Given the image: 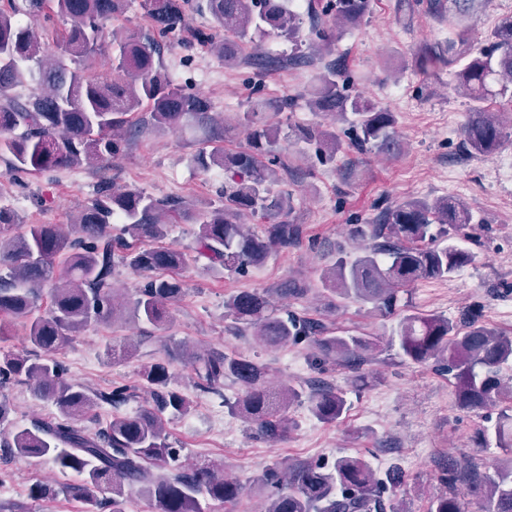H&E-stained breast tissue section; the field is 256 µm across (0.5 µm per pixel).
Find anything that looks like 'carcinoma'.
Instances as JSON below:
<instances>
[{"label": "carcinoma", "instance_id": "cac0c4a2", "mask_svg": "<svg viewBox=\"0 0 512 512\" xmlns=\"http://www.w3.org/2000/svg\"><path fill=\"white\" fill-rule=\"evenodd\" d=\"M7 2L8 7H0V152L10 155L15 167L41 173L92 162L106 166L122 152L124 130L133 116L145 108L159 128H174L187 115L202 123L209 120L210 101L174 84L163 69L164 38L182 30L188 0H141L156 34L136 28L120 37L112 33L118 53L112 55L106 75L86 74L85 63L106 48L101 21L125 13L129 0H22L21 6L16 0ZM368 5L369 0H325L318 8L309 0L303 14L294 8V0H206L224 40L215 41L202 30L192 32V37L234 60L260 36L297 44L305 16L313 24L330 16L341 28L354 26ZM54 13L66 17L70 27L54 43L41 42L35 24L49 23ZM20 15L28 21L18 19ZM492 38L490 46L479 47L468 28L458 23L446 43L427 48L431 58L460 65L454 72L455 89L476 102L462 128L463 145L481 155L495 150L503 138V128L482 103L492 95L490 81L506 78L512 83V16L500 22ZM249 63L295 67L305 58L267 56ZM340 75V68L332 66L318 78L309 107L348 124L350 144L359 152L394 155L400 147L394 115L360 94L347 93L337 80ZM32 82L37 88L20 92ZM252 94L250 109L242 116L248 126L256 113L280 112L295 102L264 98L258 89ZM302 136L316 151H325V160H335L336 148L328 146L335 136L317 127L304 129ZM197 163L203 169H224V205L201 214L197 250L209 261V270L244 274L262 264L273 246L286 248L295 242L297 227L275 220L266 197L283 165L278 130L256 127L248 148L201 151ZM182 208L179 200L154 198L135 189L116 193L104 183L71 224H29L24 232L7 236L16 222L8 209L0 207V316L28 315L41 289L50 287L48 311L28 326L32 349L0 359V387L27 382L37 398L57 408L55 415L30 427L1 430L0 438L14 455L48 457L61 473L79 477L66 486V494L83 501L86 512H124L123 498L134 488L147 498L151 512H204L200 497L230 503L243 492L242 485L224 476L223 468L213 462L176 465L180 449L167 442L163 414L183 415L190 402L169 386L164 363H153L141 372V379L152 387V404L133 414L115 415L96 432L86 433L75 422L101 402L125 401L128 388L117 386L91 395L66 378V369L55 358L77 333L93 322L115 318L123 309L112 288L115 264L140 275L175 271L185 264L179 251L164 246L137 250L122 237L112 238V220L126 224L136 240L159 238L163 218L180 214ZM244 214H259L273 224L263 236L249 232L239 223ZM470 223L468 207L453 197L408 200L386 208L375 223L355 227V235L370 243L352 260L336 259L324 274L329 291L392 315L399 294L415 282L445 279L471 263L469 252L439 244ZM182 292V281L173 276L151 277L129 305V315L137 322L161 326ZM225 308L234 319L255 327L264 346L314 338L320 365H360L375 346L369 336L335 335L295 314L276 316L266 294L257 289L230 297ZM397 340L406 359L431 362L451 375L460 409L512 403V382L502 375L503 366L512 365V336L480 324L475 313L459 324L441 316L405 315ZM190 363L195 386L201 390H213L226 381L236 384L240 394L229 404L230 411L271 441L291 432L290 409L304 399L322 423H336L348 410L346 392L329 385L307 394L290 382L270 388L268 369L245 356L203 352L191 356ZM494 436L502 455L492 469L448 460L440 475L447 491L432 499L429 512H466L467 495L475 498L478 512H512V415L500 413ZM256 483L268 502L264 512H403L396 503L405 486L401 468L393 465L379 472L356 456H338L329 466L304 462L286 471L269 468ZM105 489L112 496H100Z\"/></svg>", "mask_w": 512, "mask_h": 512}]
</instances>
